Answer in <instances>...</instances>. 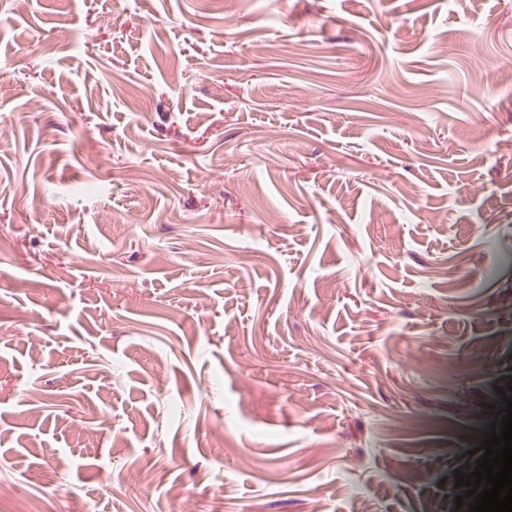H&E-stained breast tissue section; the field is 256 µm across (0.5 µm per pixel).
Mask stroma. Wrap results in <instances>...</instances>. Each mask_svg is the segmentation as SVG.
Instances as JSON below:
<instances>
[{
  "label": "stroma",
  "instance_id": "obj_1",
  "mask_svg": "<svg viewBox=\"0 0 512 512\" xmlns=\"http://www.w3.org/2000/svg\"><path fill=\"white\" fill-rule=\"evenodd\" d=\"M1 73L0 512H468L512 0H24Z\"/></svg>",
  "mask_w": 512,
  "mask_h": 512
}]
</instances>
